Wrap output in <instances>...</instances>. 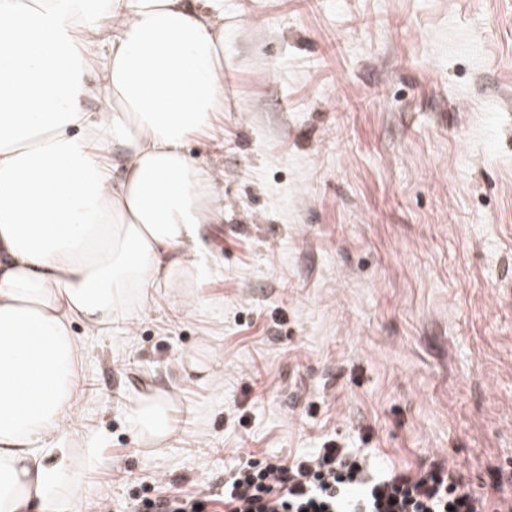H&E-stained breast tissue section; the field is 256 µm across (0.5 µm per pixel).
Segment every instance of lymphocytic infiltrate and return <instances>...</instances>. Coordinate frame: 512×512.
Wrapping results in <instances>:
<instances>
[{"mask_svg":"<svg viewBox=\"0 0 512 512\" xmlns=\"http://www.w3.org/2000/svg\"><path fill=\"white\" fill-rule=\"evenodd\" d=\"M139 512H512V463L496 467L488 491L434 456L417 468L380 466L365 452L325 440L312 455L265 454L240 465L214 494L173 490Z\"/></svg>","mask_w":512,"mask_h":512,"instance_id":"lymphocytic-infiltrate-1","label":"lymphocytic infiltrate"}]
</instances>
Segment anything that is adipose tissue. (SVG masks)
Wrapping results in <instances>:
<instances>
[{
	"instance_id": "obj_1",
	"label": "adipose tissue",
	"mask_w": 512,
	"mask_h": 512,
	"mask_svg": "<svg viewBox=\"0 0 512 512\" xmlns=\"http://www.w3.org/2000/svg\"><path fill=\"white\" fill-rule=\"evenodd\" d=\"M224 53V0H0V512H61L72 451L47 440L80 396L74 324L196 266L218 209L185 148L223 116ZM125 415L171 435L165 396Z\"/></svg>"
}]
</instances>
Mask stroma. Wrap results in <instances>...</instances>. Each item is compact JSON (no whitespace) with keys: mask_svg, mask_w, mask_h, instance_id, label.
<instances>
[{"mask_svg":"<svg viewBox=\"0 0 512 512\" xmlns=\"http://www.w3.org/2000/svg\"><path fill=\"white\" fill-rule=\"evenodd\" d=\"M224 116L187 145L224 221L188 279L84 335L69 512L324 440L512 461V0H224ZM169 393L173 434L132 437ZM125 415L136 437L162 442L171 435L168 400L157 395L125 408Z\"/></svg>","mask_w":512,"mask_h":512,"instance_id":"obj_1","label":"stroma"}]
</instances>
